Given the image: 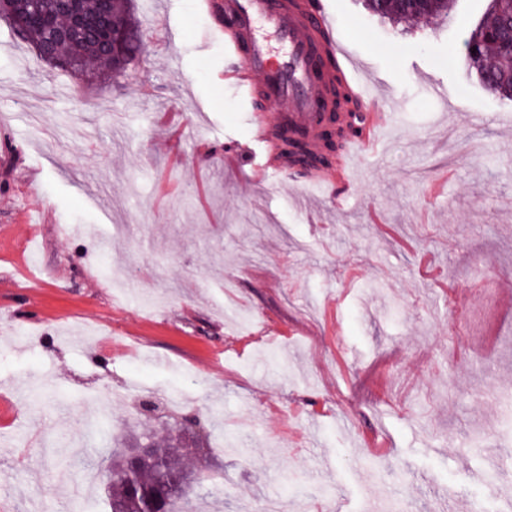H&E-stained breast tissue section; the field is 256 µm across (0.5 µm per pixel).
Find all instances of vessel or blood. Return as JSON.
Instances as JSON below:
<instances>
[{"label": "vessel or blood", "instance_id": "vessel-or-blood-1", "mask_svg": "<svg viewBox=\"0 0 512 512\" xmlns=\"http://www.w3.org/2000/svg\"><path fill=\"white\" fill-rule=\"evenodd\" d=\"M218 30L224 36L225 78L252 114L251 145L262 152L256 169L264 176L287 170L276 150L283 129L315 148L319 115L327 105L326 62L335 60L345 93L359 105V130L337 156L335 173H310L306 183L323 187L331 176L349 178L350 161L375 145L384 121L371 111L373 98L322 0H224Z\"/></svg>", "mask_w": 512, "mask_h": 512}]
</instances>
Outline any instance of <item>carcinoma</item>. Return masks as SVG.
Wrapping results in <instances>:
<instances>
[{"label":"carcinoma","instance_id":"obj_1","mask_svg":"<svg viewBox=\"0 0 512 512\" xmlns=\"http://www.w3.org/2000/svg\"><path fill=\"white\" fill-rule=\"evenodd\" d=\"M452 0H428L417 8L382 0H365L373 15L397 22L424 17L448 18ZM84 12L107 17L109 26L75 30L55 0H8L0 16L9 20L18 37L34 44L40 57L55 67L75 73H121L143 53L140 26L131 13L130 0H83ZM512 18V0H490V7L466 42L467 55L481 85L491 94L512 100V47L488 38L492 29ZM188 469L171 445L155 444L150 456L129 469L126 454L112 458V512H146L154 503L159 512H182Z\"/></svg>","mask_w":512,"mask_h":512}]
</instances>
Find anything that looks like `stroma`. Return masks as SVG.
<instances>
[{"mask_svg":"<svg viewBox=\"0 0 512 512\" xmlns=\"http://www.w3.org/2000/svg\"><path fill=\"white\" fill-rule=\"evenodd\" d=\"M328 2L395 102L351 197L335 177L305 208L303 171L225 164L250 114L200 0H132L144 53L112 78L52 69L0 18V512H105L85 421L134 446L145 400L206 463L190 512H361L360 472L379 512H430L448 483L461 512L512 505V101L464 48L488 0L401 24ZM168 112L196 139H168Z\"/></svg>","mask_w":512,"mask_h":512,"instance_id":"1","label":"stroma"}]
</instances>
